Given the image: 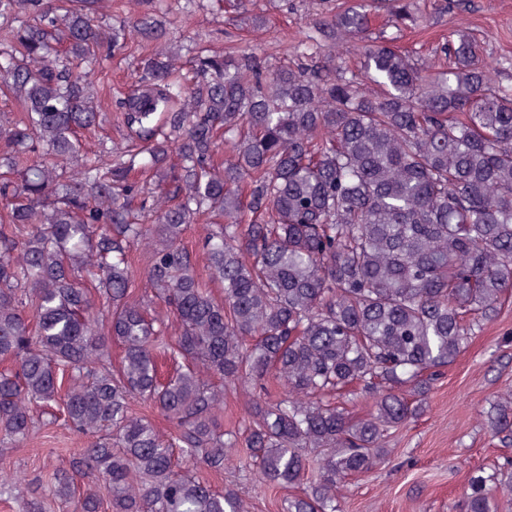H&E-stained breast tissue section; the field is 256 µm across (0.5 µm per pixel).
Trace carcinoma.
<instances>
[{
  "label": "carcinoma",
  "instance_id": "cac0c4a2",
  "mask_svg": "<svg viewBox=\"0 0 512 512\" xmlns=\"http://www.w3.org/2000/svg\"><path fill=\"white\" fill-rule=\"evenodd\" d=\"M176 2L184 22L204 8L255 20L249 0ZM381 8L398 27L419 19L412 0H346L273 59L178 45L149 0H0V357L15 363L0 372V447L39 431L38 406L86 439L25 512H247L196 475L224 473L241 444L260 483L303 487L283 512H336V484L390 456L499 315L512 84L464 28L440 47L449 67L427 70L370 32ZM134 44L114 95L102 57ZM140 275L152 295L136 299ZM215 378L257 391L251 420L218 423ZM353 385L372 399L357 420L336 404ZM484 426L512 447L511 392ZM497 489L470 477L463 512H493Z\"/></svg>",
  "mask_w": 512,
  "mask_h": 512
}]
</instances>
